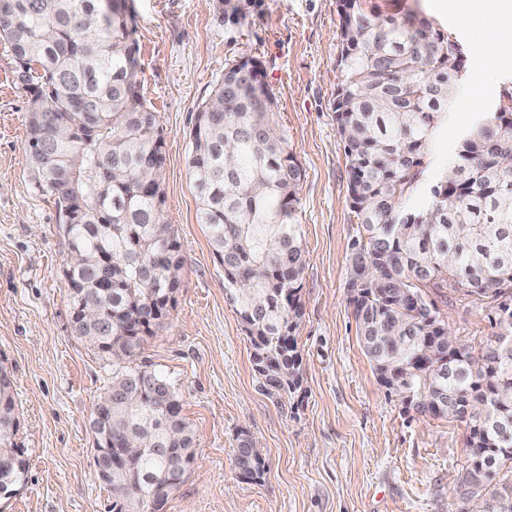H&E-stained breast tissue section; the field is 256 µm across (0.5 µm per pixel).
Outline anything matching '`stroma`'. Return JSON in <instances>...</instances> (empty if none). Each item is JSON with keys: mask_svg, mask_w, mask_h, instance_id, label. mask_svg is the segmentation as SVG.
<instances>
[{"mask_svg": "<svg viewBox=\"0 0 512 512\" xmlns=\"http://www.w3.org/2000/svg\"><path fill=\"white\" fill-rule=\"evenodd\" d=\"M360 5L468 38L467 20L436 11L433 0ZM132 7L142 91L165 138L164 215L184 262L176 304L136 361L173 387L197 435L195 461L165 512H460L469 502L461 482L465 423L404 414L398 396L378 382L347 301L357 219L334 113L338 0H133ZM246 55L265 65L277 126L303 173L296 204L306 258L297 331L302 382L289 398L260 387L188 174L191 119L225 68ZM485 67L484 92L462 82L453 119L424 159L426 183L441 179L449 149L490 95L512 83V56L491 55ZM18 70L0 42V357L13 372L16 442L28 463L24 484L0 500V512H110L89 419L112 385V361L72 328L67 245L53 197L35 185ZM436 303L453 336L476 351L489 344L488 307L453 291ZM243 432L264 463L255 481L235 463Z\"/></svg>", "mask_w": 512, "mask_h": 512, "instance_id": "35a3bbf8", "label": "stroma"}]
</instances>
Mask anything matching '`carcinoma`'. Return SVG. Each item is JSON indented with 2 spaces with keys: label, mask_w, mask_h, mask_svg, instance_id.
<instances>
[{
  "label": "carcinoma",
  "mask_w": 512,
  "mask_h": 512,
  "mask_svg": "<svg viewBox=\"0 0 512 512\" xmlns=\"http://www.w3.org/2000/svg\"><path fill=\"white\" fill-rule=\"evenodd\" d=\"M131 0H0V41L19 64L39 188L55 198L71 259L64 268L71 323L112 359V413L91 415L94 452L133 437L143 451L116 472L124 495L112 512H150L191 469L195 433L181 400L136 351L163 327L181 287L183 262L164 220L166 157L156 112L137 81ZM340 7L343 50L336 125L349 162L348 196L359 220L347 299L375 372L405 411L466 423L469 464L492 512H512V89L492 99L448 170L423 182L425 152L453 113L463 47L426 20ZM263 70L238 63L195 116L188 167L198 223L206 225L231 302L251 338L270 395L300 387L295 331L305 269L295 223L302 169L275 127ZM103 169L112 181L100 179ZM425 204L408 206L417 191ZM488 303L498 329L479 355L452 348L428 291ZM13 380L0 358V492L26 472L15 442ZM236 464L264 469L247 434Z\"/></svg>",
  "instance_id": "carcinoma-1"
}]
</instances>
